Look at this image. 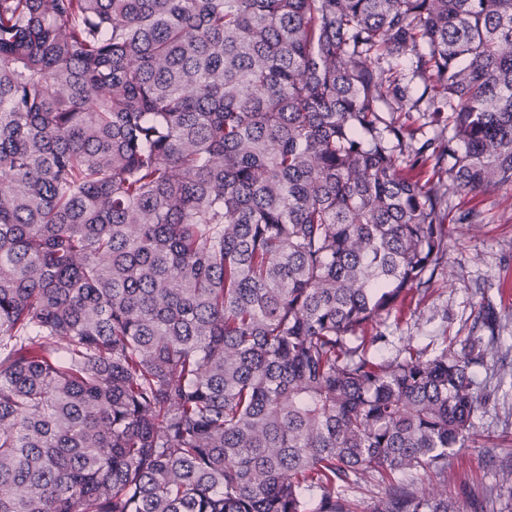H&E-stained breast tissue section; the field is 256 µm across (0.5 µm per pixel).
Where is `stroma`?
<instances>
[{"label":"stroma","mask_w":512,"mask_h":512,"mask_svg":"<svg viewBox=\"0 0 512 512\" xmlns=\"http://www.w3.org/2000/svg\"><path fill=\"white\" fill-rule=\"evenodd\" d=\"M453 212L472 211L471 224L454 229L443 266L416 296L408 320L387 319L383 356L394 357L405 343L439 354L461 350L474 337L496 333L498 351L473 368L488 400L475 418L474 439L448 453V489L460 512H512V186L449 195ZM498 320L483 323L485 311Z\"/></svg>","instance_id":"35a3bbf8"}]
</instances>
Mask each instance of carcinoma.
<instances>
[{"instance_id": "1", "label": "carcinoma", "mask_w": 512, "mask_h": 512, "mask_svg": "<svg viewBox=\"0 0 512 512\" xmlns=\"http://www.w3.org/2000/svg\"><path fill=\"white\" fill-rule=\"evenodd\" d=\"M422 44L452 134L406 155ZM433 158L512 184V0H0V512H458L496 337L370 353ZM384 489V484H379L373 479H368L367 482L361 483L359 486L351 489L349 496L353 500H357L360 503L362 509L365 511L359 512H370V508L373 506L374 501L381 495Z\"/></svg>"}]
</instances>
